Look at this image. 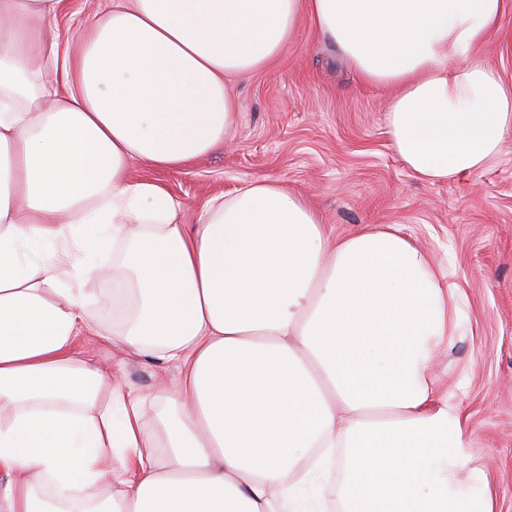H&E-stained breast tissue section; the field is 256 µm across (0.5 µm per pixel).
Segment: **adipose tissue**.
<instances>
[{"label":"adipose tissue","instance_id":"ef3b65f1","mask_svg":"<svg viewBox=\"0 0 512 512\" xmlns=\"http://www.w3.org/2000/svg\"><path fill=\"white\" fill-rule=\"evenodd\" d=\"M68 3L0 0V512H324L335 467L340 512H496L432 375L464 319L434 257L395 226L332 240L279 181L181 224L129 164L221 145L226 78L304 20L387 90L417 180L481 171L512 140V82L479 53L504 0H101L73 46ZM90 276L117 287L90 298ZM93 305L175 388L135 393L76 351Z\"/></svg>","mask_w":512,"mask_h":512}]
</instances>
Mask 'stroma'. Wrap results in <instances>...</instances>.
I'll return each mask as SVG.
<instances>
[{"mask_svg": "<svg viewBox=\"0 0 512 512\" xmlns=\"http://www.w3.org/2000/svg\"><path fill=\"white\" fill-rule=\"evenodd\" d=\"M484 55L512 80V0H504ZM230 92L237 111L224 145L179 170L131 161V177L177 198L183 224L197 223L208 198L244 180L268 179L305 192L333 237L371 224L410 232L447 268L463 299L464 331L434 371L466 418L468 468H489L497 512H512V141L482 171L446 183L418 181L389 144L384 91L363 84L303 22L278 63L235 77ZM89 313L103 334L83 339L81 354L145 395L160 378L176 379L173 367L113 342L112 321L101 311Z\"/></svg>", "mask_w": 512, "mask_h": 512, "instance_id": "obj_1", "label": "stroma"}]
</instances>
